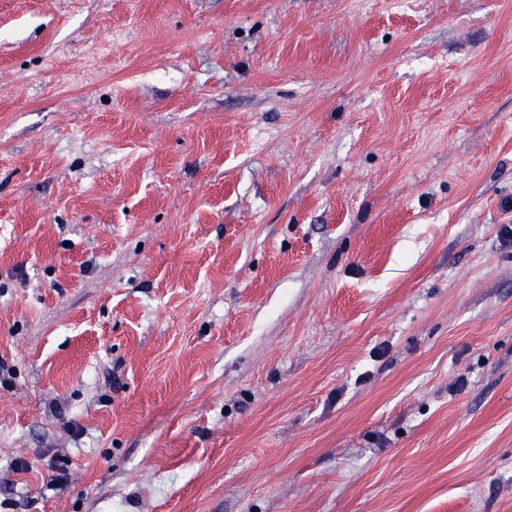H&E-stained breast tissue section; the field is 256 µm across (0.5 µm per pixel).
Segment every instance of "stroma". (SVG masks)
I'll return each mask as SVG.
<instances>
[{"label":"stroma","mask_w":512,"mask_h":512,"mask_svg":"<svg viewBox=\"0 0 512 512\" xmlns=\"http://www.w3.org/2000/svg\"><path fill=\"white\" fill-rule=\"evenodd\" d=\"M0 512H512V0H0Z\"/></svg>","instance_id":"obj_1"}]
</instances>
